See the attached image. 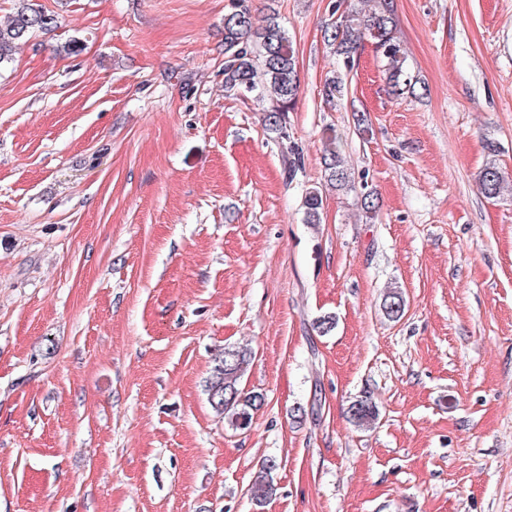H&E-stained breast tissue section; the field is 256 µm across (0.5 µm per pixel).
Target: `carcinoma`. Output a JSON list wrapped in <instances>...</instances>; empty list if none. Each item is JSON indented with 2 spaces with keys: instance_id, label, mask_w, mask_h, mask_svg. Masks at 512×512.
Returning <instances> with one entry per match:
<instances>
[{
  "instance_id": "carcinoma-1",
  "label": "carcinoma",
  "mask_w": 512,
  "mask_h": 512,
  "mask_svg": "<svg viewBox=\"0 0 512 512\" xmlns=\"http://www.w3.org/2000/svg\"><path fill=\"white\" fill-rule=\"evenodd\" d=\"M370 9L359 8L360 0H339L336 20L326 26L325 36L336 44V52L344 65L351 67L353 56L365 43L375 46L385 61L386 83L397 94L414 92L415 84L407 55L393 35L392 0H371ZM58 13L33 0H18L7 24L0 25V66L12 59L15 48L35 33L48 34L58 28ZM300 76L296 53L290 37L277 17L255 25L247 0H234L224 15V87L229 91L244 90L269 100L265 110L266 129L279 138H288L286 114L296 103L300 92ZM325 178L338 191L353 188L351 173L345 168L339 151L329 150L325 161ZM482 192L498 197L507 187L505 178L493 161L480 173ZM305 221L321 223L322 196L316 189L306 192L303 200ZM382 314L399 320L405 311L402 293L391 290L381 302ZM251 354L241 348L226 347L215 352L211 359L210 376L206 384L208 401L215 412L235 430L251 427L253 414L265 402L262 394L241 388L240 379L250 362ZM349 419L357 426L373 422L377 407L365 398L348 407ZM270 461L258 472L249 488L251 499L259 504L273 495Z\"/></svg>"
}]
</instances>
